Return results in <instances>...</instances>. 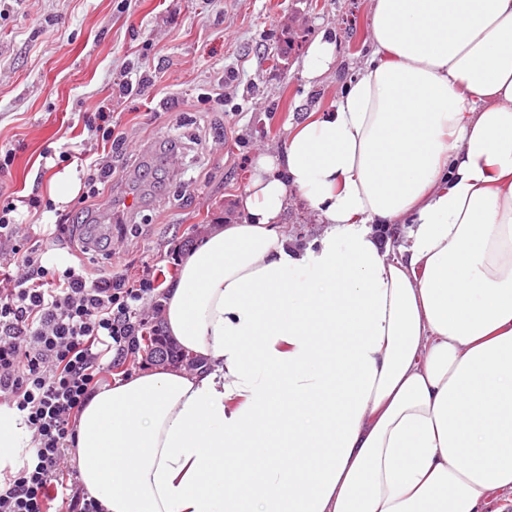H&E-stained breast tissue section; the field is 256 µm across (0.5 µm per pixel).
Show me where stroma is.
<instances>
[{
    "label": "stroma",
    "mask_w": 512,
    "mask_h": 512,
    "mask_svg": "<svg viewBox=\"0 0 512 512\" xmlns=\"http://www.w3.org/2000/svg\"><path fill=\"white\" fill-rule=\"evenodd\" d=\"M322 35L336 63L310 85L301 62ZM369 37L368 0H0V146L13 150L0 206L34 194L41 207L14 214L21 232L48 222L50 185L66 166L47 157L67 143L102 156L84 118L102 103L125 137L112 192L92 212L75 199L57 211L111 225L112 249L77 258L62 240L48 262L78 260L93 277L149 264L167 287L179 267L165 253L238 217L256 152L279 144L285 124L330 110L369 56ZM129 68L152 84L123 96ZM170 139L183 144L175 171L162 149Z\"/></svg>",
    "instance_id": "stroma-1"
}]
</instances>
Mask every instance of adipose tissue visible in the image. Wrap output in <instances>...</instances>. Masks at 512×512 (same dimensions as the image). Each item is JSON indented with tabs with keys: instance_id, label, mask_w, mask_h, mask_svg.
<instances>
[{
	"instance_id": "obj_1",
	"label": "adipose tissue",
	"mask_w": 512,
	"mask_h": 512,
	"mask_svg": "<svg viewBox=\"0 0 512 512\" xmlns=\"http://www.w3.org/2000/svg\"><path fill=\"white\" fill-rule=\"evenodd\" d=\"M369 18L357 77L256 154L240 219L164 291L199 366L89 396L76 466L104 512H483L512 491V0ZM295 193L320 226L302 243ZM29 439L0 407L1 472ZM285 233L289 236L304 239L317 232L318 225L311 224L307 216V210L304 202L298 195H292L291 207L281 225Z\"/></svg>"
}]
</instances>
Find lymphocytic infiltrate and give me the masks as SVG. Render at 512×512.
<instances>
[{"label": "lymphocytic infiltrate", "instance_id": "lymphocytic-infiltrate-1", "mask_svg": "<svg viewBox=\"0 0 512 512\" xmlns=\"http://www.w3.org/2000/svg\"><path fill=\"white\" fill-rule=\"evenodd\" d=\"M16 210L0 207V403L21 414L31 439L16 474L0 480V512H50L57 491L66 512H102L84 488L61 483L64 452L105 368L134 351L146 309L162 303L147 268L135 278H93L81 264L49 270Z\"/></svg>", "mask_w": 512, "mask_h": 512}]
</instances>
